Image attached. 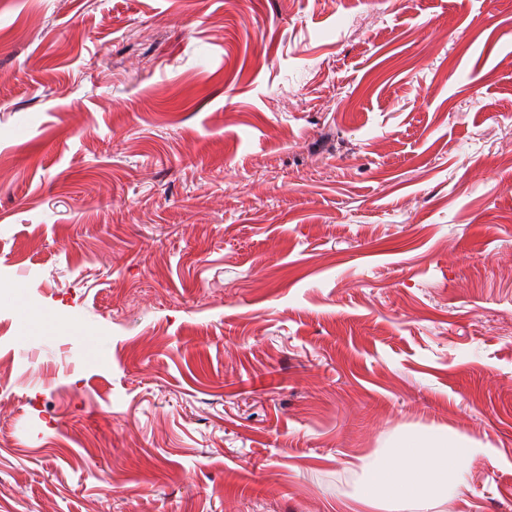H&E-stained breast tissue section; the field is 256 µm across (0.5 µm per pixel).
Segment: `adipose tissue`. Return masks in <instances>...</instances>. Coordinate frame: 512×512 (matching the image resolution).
Returning <instances> with one entry per match:
<instances>
[{"mask_svg":"<svg viewBox=\"0 0 512 512\" xmlns=\"http://www.w3.org/2000/svg\"><path fill=\"white\" fill-rule=\"evenodd\" d=\"M486 453L452 431L410 434L393 452L362 459L355 502L361 512H436L462 487L471 461Z\"/></svg>","mask_w":512,"mask_h":512,"instance_id":"ef3b65f1","label":"adipose tissue"}]
</instances>
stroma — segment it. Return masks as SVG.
Instances as JSON below:
<instances>
[{
  "instance_id": "obj_1",
  "label": "stroma",
  "mask_w": 512,
  "mask_h": 512,
  "mask_svg": "<svg viewBox=\"0 0 512 512\" xmlns=\"http://www.w3.org/2000/svg\"><path fill=\"white\" fill-rule=\"evenodd\" d=\"M508 112L512 0H0V512H512ZM394 447L361 459L363 479L355 494L361 512L434 511L457 494L474 458H491L477 440L446 430L413 433Z\"/></svg>"
}]
</instances>
